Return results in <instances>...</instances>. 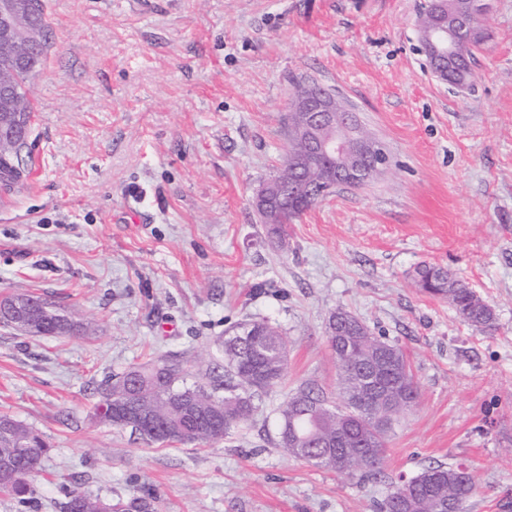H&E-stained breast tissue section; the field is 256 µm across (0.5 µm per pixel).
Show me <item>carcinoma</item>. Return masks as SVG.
Masks as SVG:
<instances>
[{
    "label": "carcinoma",
    "instance_id": "1",
    "mask_svg": "<svg viewBox=\"0 0 512 512\" xmlns=\"http://www.w3.org/2000/svg\"><path fill=\"white\" fill-rule=\"evenodd\" d=\"M38 18L44 40L28 71H0L18 88L16 99L22 110L33 111L30 82L52 46L45 10ZM23 165L0 159V187L19 192L28 184L34 165L30 150ZM325 163L313 160L295 171L284 168L279 177L295 184L308 198L301 210L283 216H268L265 224H286L302 215L320 199L311 194L310 184L325 174ZM415 286L420 291L448 301L464 322L478 330L492 327L491 307L472 289L453 279L447 270L422 264L416 269ZM27 320L1 318L0 323L27 336H69L87 330L75 310L48 302ZM341 325V343L329 337L337 368V398L310 383L302 386L278 408L277 444L290 457L351 478L378 479L388 433L417 404L419 385L406 354L398 345L375 336L361 320L345 311L334 313L329 324ZM224 374L206 383L177 385L182 373L176 359H163L132 367L117 378L101 384L98 394L100 421L123 428L122 412L137 411L151 425L133 430L147 444L206 445L224 439L246 421L254 399L277 386L284 378L287 361L281 350L288 338L266 320L242 323L220 340ZM49 445L22 422L0 415V463L11 464L12 472L0 478V496L16 504L17 512H39L30 477L42 468ZM476 491L467 468L437 465L417 475L390 484L381 512H444L448 498L465 504ZM60 512H156L157 497L149 492L125 502L93 496L77 486H61Z\"/></svg>",
    "mask_w": 512,
    "mask_h": 512
}]
</instances>
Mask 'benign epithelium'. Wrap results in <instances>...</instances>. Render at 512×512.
Listing matches in <instances>:
<instances>
[{"label": "benign epithelium", "instance_id": "1", "mask_svg": "<svg viewBox=\"0 0 512 512\" xmlns=\"http://www.w3.org/2000/svg\"><path fill=\"white\" fill-rule=\"evenodd\" d=\"M425 6L432 15V25L420 31V38L432 62L433 74L446 81L469 65L468 59L458 53V47L479 32L476 19L488 12L490 2L465 0L459 5L455 0H426ZM33 11L34 4L29 0H17L11 14L5 17L13 36L0 44V55L8 58L14 68L30 63L38 48ZM291 135L309 146L310 153L333 163L332 171L321 179L322 195L334 192L338 181L357 187L370 179L373 169L363 161L375 153L377 141L333 95L301 89L294 102ZM291 194L287 184L272 179L259 189L255 207L263 216L278 199Z\"/></svg>", "mask_w": 512, "mask_h": 512}]
</instances>
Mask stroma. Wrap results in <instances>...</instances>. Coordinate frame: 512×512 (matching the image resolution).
Returning <instances> with one entry per match:
<instances>
[{
  "label": "stroma",
  "instance_id": "35a3bbf8",
  "mask_svg": "<svg viewBox=\"0 0 512 512\" xmlns=\"http://www.w3.org/2000/svg\"><path fill=\"white\" fill-rule=\"evenodd\" d=\"M424 0H46L55 45L33 78L27 190L0 191V293L75 308L88 334L0 325V413L51 445L31 483L159 512H379L389 481L466 464L465 512H512V0H491L463 87L420 49ZM327 89L383 144L386 169L340 186L278 237L253 200L282 166L295 85ZM443 267L494 313L484 333L413 286ZM345 310L400 346L420 386L383 480L284 455L275 410L336 391L327 335ZM265 319L287 373L224 440L144 443L96 417L97 389L178 358L189 380L218 342Z\"/></svg>",
  "mask_w": 512,
  "mask_h": 512
}]
</instances>
